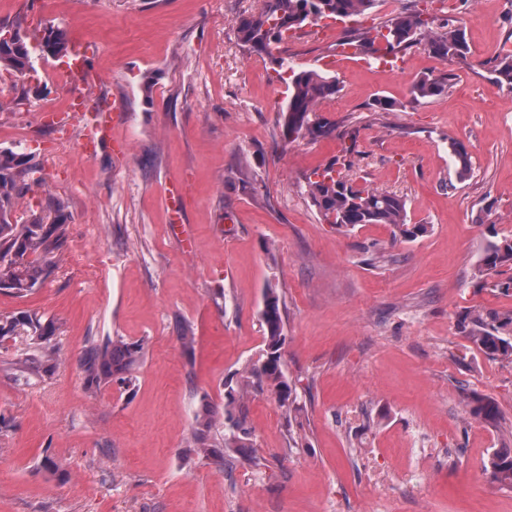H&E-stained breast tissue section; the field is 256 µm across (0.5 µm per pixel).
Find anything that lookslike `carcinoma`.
I'll list each match as a JSON object with an SVG mask.
<instances>
[{
    "label": "carcinoma",
    "mask_w": 512,
    "mask_h": 512,
    "mask_svg": "<svg viewBox=\"0 0 512 512\" xmlns=\"http://www.w3.org/2000/svg\"><path fill=\"white\" fill-rule=\"evenodd\" d=\"M377 0H264L257 13L243 17L237 26L241 45L251 54L264 57L273 66L288 75V96L280 112V137L292 142L306 135L326 136L332 126L326 121L313 120L316 106L339 92L336 76L317 69H297L288 60L281 45L288 33L306 25H316L329 18L345 20L365 14L375 7ZM21 21L0 24V36L5 29L14 31L11 41L0 42V71L23 74L32 67V55L44 58H62L67 55L69 41L66 32L53 25L45 26L35 38L21 30ZM349 40L362 53L378 59L394 56L413 45L424 44L442 60L460 58L469 52L464 33L444 26L433 29L421 14L404 9L383 25L364 32H352ZM496 85L512 90V52L497 58L491 71ZM448 89L447 79L425 75L410 86L412 100L433 97ZM451 150L458 162L459 180L470 174V157L466 147L450 140ZM333 161L307 177V193L313 206L336 229H352L360 224H390L397 240L412 242L430 231L428 224H411L407 219L406 201L393 193L379 192L358 186L336 169ZM33 167L10 148H0V289L18 297H25L40 286L58 269L66 246V217L64 203L50 199L46 207L29 215L23 224L13 220L16 200L30 189L29 175ZM482 256L474 276L482 285L501 268L512 265V236H498L495 226L488 228ZM260 319L265 331L264 348L258 358L250 361L239 378L225 383L224 434L214 433L212 407L201 398L194 412V425L187 437L188 447L224 471L234 464L237 454L251 447L252 431L247 421V401L251 396L265 392L273 395L288 420L298 410L296 388L283 369L282 350L284 334V304L280 289L268 284L265 289ZM52 322H44L35 313H25L0 322V339L5 336H29L41 344L54 334ZM465 332L470 341L486 355L512 361V313L477 311L468 317ZM144 354V344L127 342L122 338L91 344L79 360L87 378L99 382L130 381L129 374ZM486 472L500 484H512V451L494 452L488 460Z\"/></svg>",
    "instance_id": "cac0c4a2"
}]
</instances>
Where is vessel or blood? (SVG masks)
<instances>
[{"mask_svg":"<svg viewBox=\"0 0 512 512\" xmlns=\"http://www.w3.org/2000/svg\"><path fill=\"white\" fill-rule=\"evenodd\" d=\"M93 53L91 46L73 45L70 50L72 62L65 67L68 79L76 88L72 117L82 126L81 145L87 152L96 151L100 145L110 142L112 127L119 118L118 113L104 105H92L85 94L86 88L98 81L97 75L88 66Z\"/></svg>","mask_w":512,"mask_h":512,"instance_id":"b4317fda","label":"vessel or blood"}]
</instances>
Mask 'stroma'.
Instances as JSON below:
<instances>
[{
    "mask_svg": "<svg viewBox=\"0 0 512 512\" xmlns=\"http://www.w3.org/2000/svg\"><path fill=\"white\" fill-rule=\"evenodd\" d=\"M262 5L0 0V23L30 34L53 24L96 44L97 96L122 115L111 143L84 156L79 128L58 131L63 61L0 75V147L37 178L15 217L50 197L67 214L60 269L25 297L0 291V319L35 312L55 325L40 366L25 362L29 337L0 341V512H512V486L486 472L494 450L512 448V362L478 351L463 328L473 311H512V290L473 276L488 226L512 235V90L490 80L512 50V0H378L297 32L289 61L318 68L349 31L408 7L463 30L470 53L442 61L416 44L395 70L346 60L339 93L315 112L334 133L290 143L278 127L287 86L237 37ZM430 73L448 92L411 102L412 81ZM380 97L396 110L374 111ZM453 139L471 160L463 181ZM344 157L348 178L402 197L430 232L400 242L387 224H328L306 177ZM272 281L309 445L289 447L263 394L248 404L253 448L222 472L186 438L200 397L223 414L225 382L263 348ZM108 337L144 344L130 385L85 380L80 356ZM474 395L497 418L473 417ZM418 446L432 456L416 461ZM375 465L392 481L373 484ZM418 465L422 481L407 483Z\"/></svg>",
    "mask_w": 512,
    "mask_h": 512,
    "instance_id": "stroma-1",
    "label": "stroma"
}]
</instances>
